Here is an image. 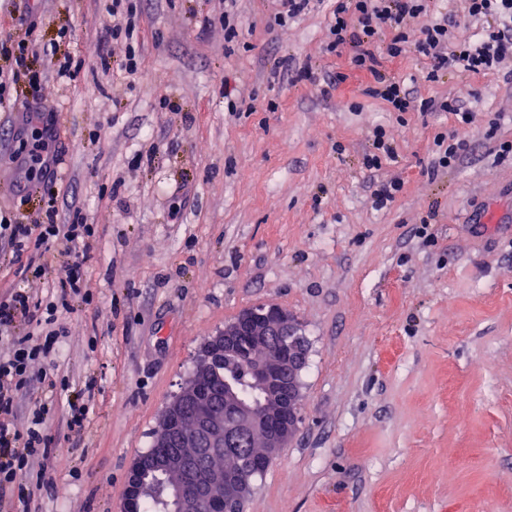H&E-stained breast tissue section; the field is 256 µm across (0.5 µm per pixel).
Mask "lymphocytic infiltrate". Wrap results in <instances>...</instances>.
I'll use <instances>...</instances> for the list:
<instances>
[{
  "mask_svg": "<svg viewBox=\"0 0 512 512\" xmlns=\"http://www.w3.org/2000/svg\"><path fill=\"white\" fill-rule=\"evenodd\" d=\"M461 19L442 18L426 25L412 44L415 51L433 58L435 70L460 69L480 73L500 68L512 60V0H463ZM429 0H335L331 7L329 46L334 51L352 48L350 62L357 70L370 73L376 84V95L406 111L410 93L400 82L381 71V55L373 44L382 28L393 29L385 55L399 56L407 37L401 30L405 17L426 14ZM113 23L100 36L101 42L124 41L127 51L120 68L127 75L139 71L137 52L139 15L128 0H112ZM479 21L474 38L460 40L452 30L458 21ZM37 46L28 36H0V57L10 67L0 70V105L19 82L37 88L39 77L31 76L29 60ZM57 209L46 211L27 224H12L0 218V241L15 258H27L33 271H42L51 260H62L64 274L51 300L33 299L24 288H12L0 300V335L11 338L8 353L0 358V489H15L23 512H30L33 487L23 478L33 465L50 459L52 450L44 425L54 400H44L31 413L26 431H18L12 421L18 391L30 384L33 365L55 351L65 329L60 320L72 313L76 304L91 305L93 296L83 286L78 272L87 251L97 236L96 225L87 223L80 210H73L68 223L56 221Z\"/></svg>",
  "mask_w": 512,
  "mask_h": 512,
  "instance_id": "lymphocytic-infiltrate-1",
  "label": "lymphocytic infiltrate"
}]
</instances>
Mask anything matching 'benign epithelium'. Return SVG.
I'll list each match as a JSON object with an SVG mask.
<instances>
[{
    "instance_id": "obj_1",
    "label": "benign epithelium",
    "mask_w": 512,
    "mask_h": 512,
    "mask_svg": "<svg viewBox=\"0 0 512 512\" xmlns=\"http://www.w3.org/2000/svg\"><path fill=\"white\" fill-rule=\"evenodd\" d=\"M243 340L251 348V383L264 394L265 404L259 410L239 409L240 423L232 428L200 400V393L211 366ZM307 354L301 322L287 309L261 303L241 311L202 344L194 371L179 384L159 417L154 447H169L177 434L184 447L208 452L242 437L261 448L252 453L255 464L271 462L298 429L300 376ZM155 471L178 475L171 512H199L202 499L220 495L224 496V512H235L237 507L245 508L253 490L247 474L226 475L220 482L186 473L184 459L178 454L138 455L127 473L124 512H138L148 490V477Z\"/></svg>"
}]
</instances>
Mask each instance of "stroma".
Segmentation results:
<instances>
[{
    "mask_svg": "<svg viewBox=\"0 0 512 512\" xmlns=\"http://www.w3.org/2000/svg\"><path fill=\"white\" fill-rule=\"evenodd\" d=\"M133 3L130 79L100 67L111 0H0V31L32 23L43 76L0 107V211L27 224L53 196L58 223L74 204L98 228L81 266L94 303L35 365L92 407L78 433L64 405L48 419L39 512H123L128 465L204 340L264 302L300 319L309 353L298 431L246 512H512V158L498 155L512 60L474 75L433 72L411 48L382 57L411 91L394 112L330 52L322 0L285 28L272 0H238L229 43L219 0ZM67 54L83 67L63 81ZM430 99L462 100L475 120L423 110ZM32 111L60 158L44 187L22 162ZM378 125L396 155L374 172ZM440 135L466 151L434 174ZM390 180L402 192L376 204ZM60 275L0 264V297L18 284L46 298Z\"/></svg>",
    "mask_w": 512,
    "mask_h": 512,
    "instance_id": "obj_1",
    "label": "stroma"
}]
</instances>
